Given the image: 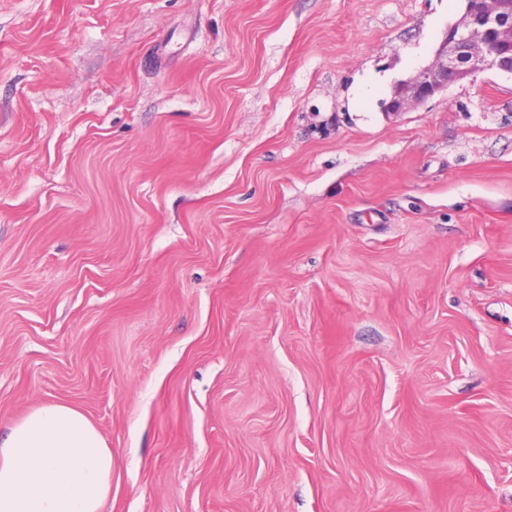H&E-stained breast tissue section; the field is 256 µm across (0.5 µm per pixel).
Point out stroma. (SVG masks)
<instances>
[{
	"instance_id": "1",
	"label": "stroma",
	"mask_w": 512,
	"mask_h": 512,
	"mask_svg": "<svg viewBox=\"0 0 512 512\" xmlns=\"http://www.w3.org/2000/svg\"><path fill=\"white\" fill-rule=\"evenodd\" d=\"M465 0H0V438L104 512H512V75ZM465 1L462 20L447 28L432 64L395 93L389 112H403L410 103H421L448 85L486 70L512 75V1ZM111 493L112 450L75 407L45 403L0 440V512H103Z\"/></svg>"
}]
</instances>
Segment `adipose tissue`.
<instances>
[{
	"label": "adipose tissue",
	"instance_id": "ef3b65f1",
	"mask_svg": "<svg viewBox=\"0 0 512 512\" xmlns=\"http://www.w3.org/2000/svg\"><path fill=\"white\" fill-rule=\"evenodd\" d=\"M112 450L80 410L50 402L0 441V512H103Z\"/></svg>",
	"mask_w": 512,
	"mask_h": 512
}]
</instances>
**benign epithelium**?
<instances>
[{
	"label": "benign epithelium",
	"instance_id": "benign-epithelium-1",
	"mask_svg": "<svg viewBox=\"0 0 512 512\" xmlns=\"http://www.w3.org/2000/svg\"><path fill=\"white\" fill-rule=\"evenodd\" d=\"M491 69L512 74V0H466L462 20L447 28L432 64L395 93L388 111L402 112Z\"/></svg>",
	"mask_w": 512,
	"mask_h": 512
}]
</instances>
